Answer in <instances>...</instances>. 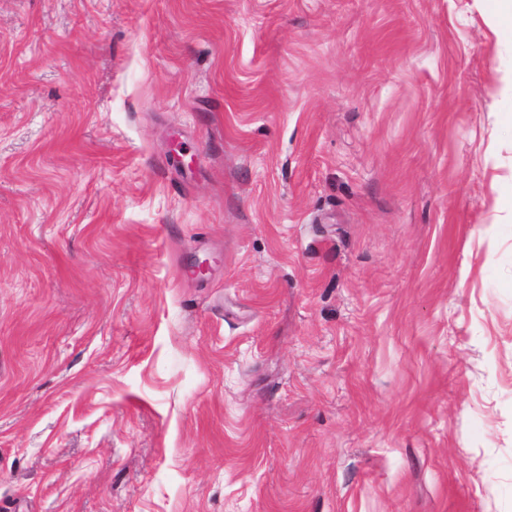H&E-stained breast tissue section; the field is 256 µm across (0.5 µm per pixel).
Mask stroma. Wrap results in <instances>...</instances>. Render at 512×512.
<instances>
[{"label": "stroma", "mask_w": 512, "mask_h": 512, "mask_svg": "<svg viewBox=\"0 0 512 512\" xmlns=\"http://www.w3.org/2000/svg\"><path fill=\"white\" fill-rule=\"evenodd\" d=\"M0 512H512L495 0H0Z\"/></svg>", "instance_id": "35a3bbf8"}]
</instances>
